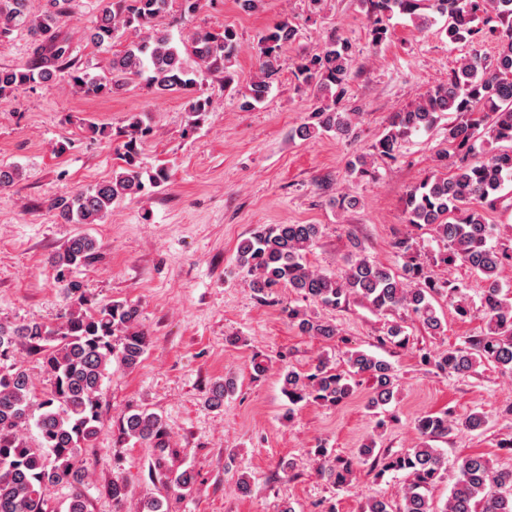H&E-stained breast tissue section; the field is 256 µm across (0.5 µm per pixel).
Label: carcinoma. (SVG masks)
Segmentation results:
<instances>
[{"label": "carcinoma", "instance_id": "carcinoma-1", "mask_svg": "<svg viewBox=\"0 0 512 512\" xmlns=\"http://www.w3.org/2000/svg\"><path fill=\"white\" fill-rule=\"evenodd\" d=\"M446 18L444 31L453 43L473 46L448 72V80L427 90L423 99L395 113L388 131L373 149L393 161L403 142L420 131L434 129L449 112L447 141L452 153L438 157L439 170L413 186L405 198V223L430 227L443 243L440 261L469 267L484 283L480 296L484 332L473 336L464 348L426 354L422 362L450 375L472 373L484 361L512 377V295L503 290L500 274L512 266V245L489 244L495 231L483 211L495 207L504 182L512 179V0H367L372 40L383 42L387 20L396 10L411 15L420 30L432 25L419 13L422 2ZM72 0H47L39 14L31 11L30 0H0V41L19 28L27 29L36 47L29 64L0 68V99L31 84L63 80L77 94L96 97L118 93L132 81H140L154 94L190 93L197 84L184 56L199 66L224 75V85L234 82L237 33L191 31L176 43L172 35L156 27L155 20L168 12L172 0H106L90 29V41L97 48L112 51V38L121 29L140 36L122 49L112 51L104 73L92 74L76 67L70 42L61 33L63 19L71 16ZM298 30L283 20L269 28L259 48V74L241 92L242 107L263 103L272 90L279 52L292 44ZM488 39L498 43L493 60L482 56L479 46ZM305 83L314 87L319 105L312 125L298 130L302 138L323 130L347 135L352 129L351 113L339 110L351 75L350 46L332 39L298 65ZM211 109V101L193 97L189 114L199 123ZM150 134L139 115L129 118L124 141V166L106 181L90 184L68 199L51 204L55 217L64 224H98L112 204L134 197L145 189L138 166L139 146ZM507 143L494 153L480 154L483 143ZM316 224H269L257 227L238 247L240 266L247 270L249 287L257 295L282 283L306 300L338 308L352 298L389 314L403 311L430 334H445L437 315L435 296L448 291L454 313L471 316L465 288L445 286L426 275L413 238L402 237L394 248L404 259L401 271L360 254L359 244L344 258L340 274L328 275L306 262L309 247L317 240ZM97 255L94 240L85 234L73 237L51 260L55 280L70 299L63 320L55 325L29 321L0 322V512H61L47 494L49 487L66 484L72 493L66 512H89L85 494L82 451L94 441L104 420L101 395L112 366L133 370L142 361L149 336L140 328L138 306L128 300L95 304L74 276L77 269L91 264ZM288 315L305 336L332 340L339 335L335 323L290 310ZM405 326L387 324L381 345L402 347L408 343ZM25 350L38 357L48 387L37 391L17 352ZM358 376L373 381L367 408L376 409L392 401L398 390L394 366L387 360L361 350L346 355V370L338 371L321 358L306 371L283 367L282 392L290 408L301 403L336 406L352 393L351 382ZM234 390L224 381L210 390L206 402L218 406ZM35 420L37 438L31 442L24 427ZM485 420L477 412L456 416L448 411L425 414L415 420L420 444L391 452L370 439L350 456L334 455L326 448L314 450L317 473L343 490L355 478L358 464L370 463L377 474H403L404 485L398 506L384 499H371L365 512H512V468H499L480 453L462 458L448 498L442 508L433 503V492L447 476V458L431 442L454 432L473 433ZM112 436L124 444L135 441L157 448L158 465L177 454L170 447L167 425L159 414L134 408L112 424ZM174 492L192 490L194 476L185 470L171 479ZM117 512H125L130 490L117 475L105 487Z\"/></svg>", "mask_w": 512, "mask_h": 512}]
</instances>
